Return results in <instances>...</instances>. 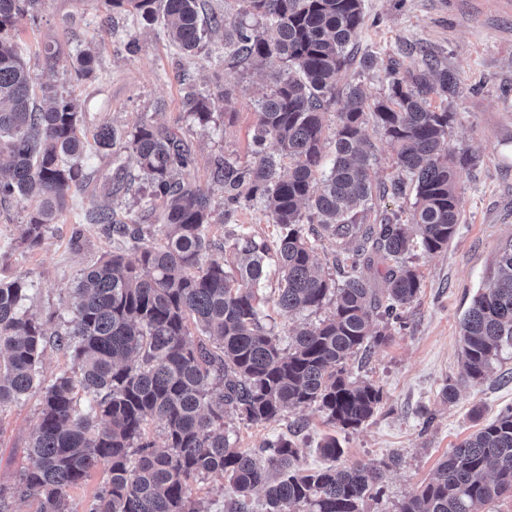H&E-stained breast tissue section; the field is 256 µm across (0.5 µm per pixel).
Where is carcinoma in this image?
<instances>
[{
	"instance_id": "cac0c4a2",
	"label": "carcinoma",
	"mask_w": 512,
	"mask_h": 512,
	"mask_svg": "<svg viewBox=\"0 0 512 512\" xmlns=\"http://www.w3.org/2000/svg\"><path fill=\"white\" fill-rule=\"evenodd\" d=\"M42 0H0V204L19 195L34 202L19 244L37 248L46 228L66 207L86 174L80 163L81 112L74 100L40 86L51 105L37 103L36 77L15 42L21 20ZM244 14L264 22L258 32L242 19L201 18L197 0H104L96 35L112 30V12L131 8L148 21L162 19L170 41L191 53L206 30H224V61H249L269 71L271 85L258 104L255 163L213 160L212 178L224 185L229 217L241 200L264 206L280 228L275 246L250 234L228 233L240 257L235 270L211 253L209 228L216 203L210 190L183 175L191 154L174 131L141 123L128 135L108 123L103 148L128 138L147 180L149 200L160 202V223H128L109 206L86 212L117 242L83 270L68 301L71 318L54 336L47 320L21 308L27 275L0 278V408L41 388L40 410L29 443L31 466L10 489L0 488V512L19 496L38 512H75L71 491L99 468L108 482L86 512H208L190 497L193 481L226 479L238 498L224 512H245L247 499L264 490L266 512H361L375 497L394 456L378 465L299 466L300 448L278 437L255 450L234 446L224 432L233 411L250 424L274 421L312 404L329 421L357 428L382 401L372 383L351 379L349 362L388 339L390 322L421 288L408 255L419 248H448L460 223L462 170L474 163L448 141L453 113L432 106L458 93L461 79L432 56L401 74L388 73L387 92L373 103L359 86L338 87L337 75L353 61L365 25L363 0H242ZM94 56L80 51L67 62L79 77ZM344 97L326 159L323 115ZM206 123L213 102L189 100ZM393 146L395 165L414 191L411 221L373 212V146L368 119ZM279 154L266 153L267 140ZM124 165L106 188L128 193ZM317 224L336 243L343 279L315 270L304 226ZM131 245L135 256L123 246ZM279 274L274 306L285 315L333 305L331 318L306 326L284 350L257 308L256 285L268 264ZM379 277L375 287L371 278ZM466 376L484 380L499 351L512 345V243L501 251L491 284L478 292L460 321ZM63 350L76 369L41 385L47 347ZM90 411L78 410V394ZM162 424L165 445L147 435ZM512 492V408L448 450L435 476L404 500L397 512H481Z\"/></svg>"
}]
</instances>
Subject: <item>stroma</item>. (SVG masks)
Wrapping results in <instances>:
<instances>
[{
	"mask_svg": "<svg viewBox=\"0 0 512 512\" xmlns=\"http://www.w3.org/2000/svg\"><path fill=\"white\" fill-rule=\"evenodd\" d=\"M366 23L354 48L371 54L373 69L352 67L340 83L360 85L369 98L384 95L387 69L413 68L424 52L436 55L441 66L458 72L459 94L448 102L454 120L451 147L473 155L476 165L463 170L458 192L463 213L446 251L415 250L411 261L421 274L417 299L401 311L388 340L367 357L352 361L350 375L370 381L382 392L374 416L356 428L328 422L310 405L263 424H250L236 413L224 417V429L236 447L255 449L264 441L285 436L301 450L305 469L330 466L319 445L335 437L343 450L338 463H379L398 456L397 466L385 470L382 493L363 504V512H396L399 502L418 491L433 476L439 461L482 425L512 408V347L503 348L481 382L465 379L459 323L473 297L492 280L501 249L512 240V0H363ZM104 11L102 0H43L34 18L16 31V42L40 81L58 94L81 104L80 133L85 142L81 164L87 185L71 190L67 207L51 225L41 244L27 251L17 246L18 226L32 208L18 196L0 204V277L29 276L30 290L22 306L53 314L49 332H60L69 318L65 301L83 269L113 243L99 225L84 221L93 204L111 203L119 214L141 224L154 223L138 202L144 180L134 190L111 200L106 185L113 159H121L137 174L136 160L125 141L99 147L95 133L107 123L125 132L148 122L172 129L191 148L194 163L187 181L209 188L223 202L224 188L213 182L211 162L224 157L241 164L254 160L253 131L257 101L268 83L264 72L249 64L220 61L222 34L208 36L204 48L189 56L172 45L161 22H146L135 13L115 14L110 32L95 49L93 72L78 77L59 66L48 69L41 50L58 42L62 55L87 46ZM214 100L208 122H199L186 105L188 94ZM250 232L275 240L279 229L261 206H243L228 223L214 221L210 236L215 257L232 265L234 256L224 240L225 230ZM81 244H74L73 233ZM276 275L259 284L260 314L281 339L291 345L295 330L328 318L330 307L296 316L275 314L269 299ZM454 383L458 396L443 402L441 391ZM38 394L0 409V486L13 484L29 464L28 444L39 413Z\"/></svg>",
	"mask_w": 512,
	"mask_h": 512,
	"instance_id": "stroma-1",
	"label": "stroma"
}]
</instances>
